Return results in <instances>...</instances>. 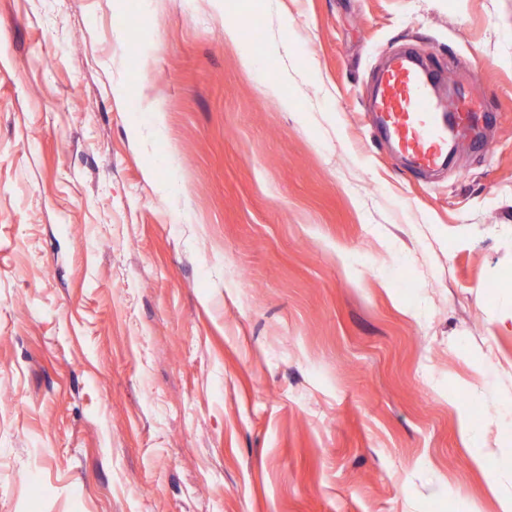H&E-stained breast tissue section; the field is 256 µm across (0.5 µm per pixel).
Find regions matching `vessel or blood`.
I'll return each instance as SVG.
<instances>
[{
	"label": "vessel or blood",
	"instance_id": "vessel-or-blood-1",
	"mask_svg": "<svg viewBox=\"0 0 512 512\" xmlns=\"http://www.w3.org/2000/svg\"><path fill=\"white\" fill-rule=\"evenodd\" d=\"M442 80L441 72L422 65L414 53L399 54L372 104L395 148L425 168L447 157L449 123L465 124L475 116L467 100L450 107L440 99Z\"/></svg>",
	"mask_w": 512,
	"mask_h": 512
}]
</instances>
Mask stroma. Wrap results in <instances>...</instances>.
Returning <instances> with one entry per match:
<instances>
[{"label":"stroma","instance_id":"35a3bbf8","mask_svg":"<svg viewBox=\"0 0 512 512\" xmlns=\"http://www.w3.org/2000/svg\"><path fill=\"white\" fill-rule=\"evenodd\" d=\"M0 392V512H501L512 0H0ZM442 81L441 72L422 65L414 53L405 52L392 59L372 104L395 148L420 167H431L447 157L449 119L460 126L476 116L466 99L451 110L447 107L438 96Z\"/></svg>","mask_w":512,"mask_h":512}]
</instances>
